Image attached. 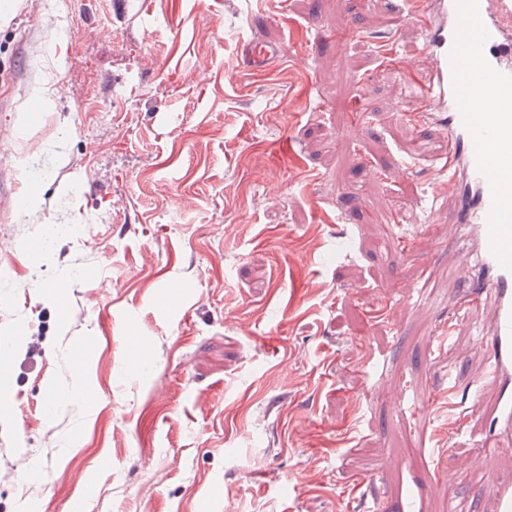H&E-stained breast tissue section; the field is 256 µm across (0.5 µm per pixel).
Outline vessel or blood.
<instances>
[{"label":"vessel or blood","mask_w":512,"mask_h":512,"mask_svg":"<svg viewBox=\"0 0 512 512\" xmlns=\"http://www.w3.org/2000/svg\"><path fill=\"white\" fill-rule=\"evenodd\" d=\"M433 57L429 72L406 64L410 105L444 126L445 151L432 185L435 206L450 205L448 239L476 258L473 293L459 303L464 315L485 314L472 325L490 353L495 399L479 411L499 432L512 428V173L489 155L496 146L512 160V0H408ZM287 43L242 39V64L256 73L290 58Z\"/></svg>","instance_id":"obj_1"}]
</instances>
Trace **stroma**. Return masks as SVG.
<instances>
[{
  "instance_id": "stroma-1",
  "label": "stroma",
  "mask_w": 512,
  "mask_h": 512,
  "mask_svg": "<svg viewBox=\"0 0 512 512\" xmlns=\"http://www.w3.org/2000/svg\"><path fill=\"white\" fill-rule=\"evenodd\" d=\"M401 4L55 0L48 19L7 0L0 129L23 132L11 155L37 143L43 160L25 221L0 219L15 282L0 338L16 339L0 512H490L475 476L512 482V443L448 421L449 385L465 410L495 389L448 307L467 282L447 237L413 244L448 213L429 201L435 155L407 160L405 84L378 52L383 32L431 63L416 19L389 30ZM246 36L291 40L312 66L249 73ZM91 218L93 241L28 251L45 225ZM79 377L95 404L48 409Z\"/></svg>"
}]
</instances>
